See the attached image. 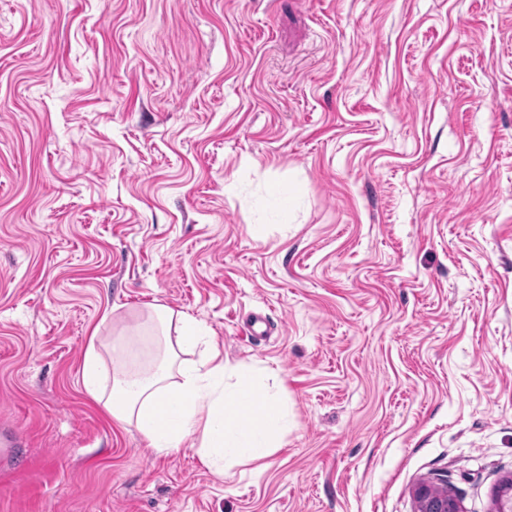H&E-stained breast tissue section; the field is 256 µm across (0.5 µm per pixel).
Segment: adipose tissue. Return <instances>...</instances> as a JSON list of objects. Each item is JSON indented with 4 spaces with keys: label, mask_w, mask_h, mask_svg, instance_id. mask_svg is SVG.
<instances>
[{
    "label": "adipose tissue",
    "mask_w": 512,
    "mask_h": 512,
    "mask_svg": "<svg viewBox=\"0 0 512 512\" xmlns=\"http://www.w3.org/2000/svg\"><path fill=\"white\" fill-rule=\"evenodd\" d=\"M163 335L147 337L144 360L132 357L131 340L112 339V362L104 364L89 343L82 381L119 425L135 426L157 454L193 449L216 476L242 460H259L281 447L288 409L259 381L249 364L227 365L199 322L162 305L151 308ZM195 349L199 357L182 358Z\"/></svg>",
    "instance_id": "obj_1"
}]
</instances>
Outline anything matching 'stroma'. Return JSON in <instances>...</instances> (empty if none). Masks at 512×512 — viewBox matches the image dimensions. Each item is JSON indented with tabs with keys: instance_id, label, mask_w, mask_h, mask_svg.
Wrapping results in <instances>:
<instances>
[{
	"instance_id": "35a3bbf8",
	"label": "stroma",
	"mask_w": 512,
	"mask_h": 512,
	"mask_svg": "<svg viewBox=\"0 0 512 512\" xmlns=\"http://www.w3.org/2000/svg\"><path fill=\"white\" fill-rule=\"evenodd\" d=\"M153 304L262 369L281 448L218 477L85 392ZM0 433V512H415L440 478L494 512L512 0H0Z\"/></svg>"
}]
</instances>
